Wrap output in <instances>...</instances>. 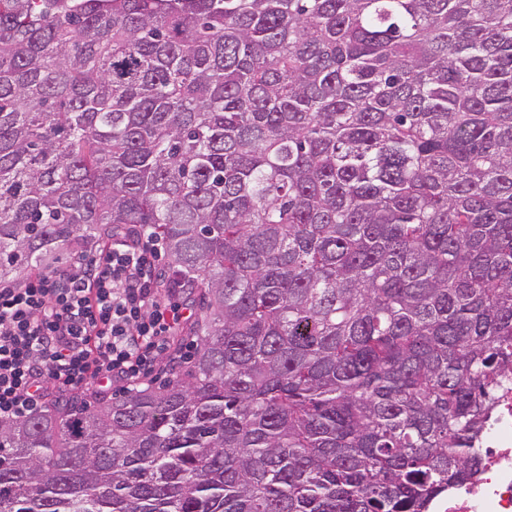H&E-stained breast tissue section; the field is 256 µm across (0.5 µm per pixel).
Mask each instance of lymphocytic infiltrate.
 I'll return each mask as SVG.
<instances>
[{"instance_id": "obj_1", "label": "lymphocytic infiltrate", "mask_w": 512, "mask_h": 512, "mask_svg": "<svg viewBox=\"0 0 512 512\" xmlns=\"http://www.w3.org/2000/svg\"><path fill=\"white\" fill-rule=\"evenodd\" d=\"M163 250L116 227L94 255L0 286V419L28 416L54 392L151 379L191 316L159 266Z\"/></svg>"}]
</instances>
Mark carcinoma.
Masks as SVG:
<instances>
[{
    "label": "carcinoma",
    "mask_w": 512,
    "mask_h": 512,
    "mask_svg": "<svg viewBox=\"0 0 512 512\" xmlns=\"http://www.w3.org/2000/svg\"><path fill=\"white\" fill-rule=\"evenodd\" d=\"M116 226L193 360L0 420V512H430L512 382V0H0V281Z\"/></svg>",
    "instance_id": "1"
}]
</instances>
